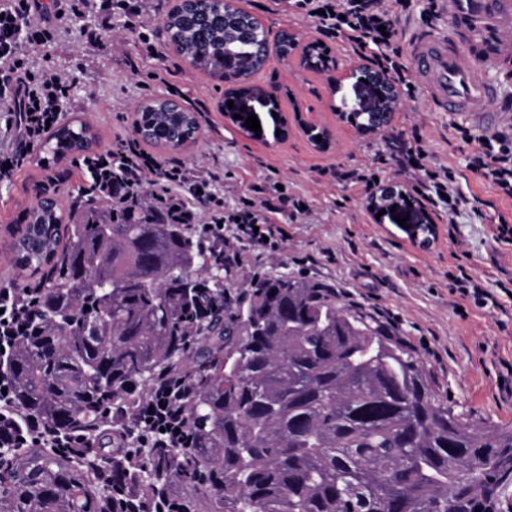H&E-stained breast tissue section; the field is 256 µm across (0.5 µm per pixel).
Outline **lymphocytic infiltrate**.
<instances>
[{
    "mask_svg": "<svg viewBox=\"0 0 512 512\" xmlns=\"http://www.w3.org/2000/svg\"><path fill=\"white\" fill-rule=\"evenodd\" d=\"M301 18L314 24L317 33L342 42L353 53L369 54L371 63L391 75L402 96H417L403 61V47L398 38L399 16L405 10L404 0H294ZM91 14L109 22L112 16L126 18L130 28L139 29L142 43L150 36L140 29L141 0H10L0 12V110L16 111L17 117L6 120V128L16 129L29 145L39 143L47 133V123H58L69 99L71 78L64 71H39L23 62L13 47L9 30L15 20H23L31 33L30 45L39 48L53 39L55 26L70 16ZM460 139L474 144L467 166L477 178L493 186L500 195L512 198V127L493 134H479L467 127H457ZM426 147L414 138L405 149L400 164L405 170L422 172L421 184L430 202L447 205L456 214L467 203L455 185L456 177L447 169L429 170L423 164ZM81 167L88 177V193L100 199L117 202L131 194H143L145 187L158 185L152 193L153 205L166 218L193 223L196 205H204L212 222L200 240L202 248L224 241V225H234L233 243H225L224 259L234 266L242 261L241 247L276 249L286 231L273 220L274 215L299 208V200L289 199L286 191L266 192L259 189L249 194L247 202L234 210L224 208L223 197L211 191L208 178L197 176L182 165L168 166L152 154L142 153L137 144L126 150H106L83 158ZM37 287L0 288V348L12 351L15 339L31 314ZM11 382L0 369V437L10 445L26 448H69L80 443L78 435H58L32 417L17 414L12 395L6 389ZM125 443H138L147 448H181L190 445L191 436L181 428L176 401L167 388H159L155 396L139 401L130 419Z\"/></svg>",
    "mask_w": 512,
    "mask_h": 512,
    "instance_id": "f902f5d3",
    "label": "lymphocytic infiltrate"
}]
</instances>
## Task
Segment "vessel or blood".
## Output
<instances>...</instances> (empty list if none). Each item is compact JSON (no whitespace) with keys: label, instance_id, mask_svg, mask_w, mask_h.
Returning <instances> with one entry per match:
<instances>
[{"label":"vessel or blood","instance_id":"vessel-or-blood-1","mask_svg":"<svg viewBox=\"0 0 512 512\" xmlns=\"http://www.w3.org/2000/svg\"><path fill=\"white\" fill-rule=\"evenodd\" d=\"M445 22L408 36L410 61L432 106L482 127L512 123L499 77L512 74V0H442Z\"/></svg>","mask_w":512,"mask_h":512}]
</instances>
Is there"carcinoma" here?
<instances>
[{"mask_svg": "<svg viewBox=\"0 0 512 512\" xmlns=\"http://www.w3.org/2000/svg\"><path fill=\"white\" fill-rule=\"evenodd\" d=\"M167 45L229 82L224 55L251 74L268 31L212 0L173 5ZM150 145L194 141L195 114L166 98L141 103ZM84 123L42 149L90 152ZM80 224L43 206L24 217L16 267L40 277L28 332L7 373L16 405L76 448L0 447V512H499L512 484V429L482 428L448 409L418 356L394 331L336 304V289L285 275L237 288L224 253H203L190 224L136 200L104 214L81 195ZM192 393L190 448H125L120 410L164 376Z\"/></svg>", "mask_w": 512, "mask_h": 512, "instance_id": "carcinoma-1", "label": "carcinoma"}]
</instances>
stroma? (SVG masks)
<instances>
[{
	"instance_id": "1",
	"label": "stroma",
	"mask_w": 512,
	"mask_h": 512,
	"mask_svg": "<svg viewBox=\"0 0 512 512\" xmlns=\"http://www.w3.org/2000/svg\"><path fill=\"white\" fill-rule=\"evenodd\" d=\"M174 0H143L144 21L150 26L158 54L145 57L135 32L122 16L102 27L94 16L73 18L56 43L22 54H33L43 70H65L73 76L71 96L63 120L87 123L96 136L95 151L120 150L134 138V108L152 97H164L178 86L179 102L199 120V138L179 151L162 152L167 163H182L212 176L213 192L225 208H234L253 186L281 183L289 194L308 200L310 211L287 220L288 237L277 251L247 250L242 265L233 268L235 285L251 278L288 273L296 279L319 281L337 290L345 307L361 303L379 312L382 322L414 350L429 371L441 401L480 426L512 428V296L500 286L512 282V241L493 235L498 216L512 217V200L477 179L467 168L471 146L453 129L458 119L432 110L426 91L396 112L392 134L362 138L338 124L330 105L324 76L315 75L270 56L254 81L277 87L282 95L279 113L253 100L248 104L266 131L256 140L230 127L218 104L225 85L191 68L165 46L160 24ZM246 11L261 18L271 35L288 29L315 36V29L293 14L285 0H239ZM96 29V44L82 40L84 29ZM139 73L131 75L129 64ZM313 121L331 131L328 149H317L303 134L299 120ZM287 125L288 138L274 143L271 131ZM420 134L427 148L429 168L449 167L468 205L449 216L443 205L425 200L415 181L398 163L400 149ZM27 164L0 180V287L19 288L38 282V275L19 271L13 263L14 230L41 193L58 196L69 206L86 185L75 157L44 163L40 146L27 152ZM380 169L382 182L400 184L412 207L396 209L394 217L376 223L366 197L343 181L344 173L363 167ZM431 215L438 239L428 249L411 244L400 217L417 223ZM463 268L495 298L479 308L448 286V274Z\"/></svg>"
}]
</instances>
